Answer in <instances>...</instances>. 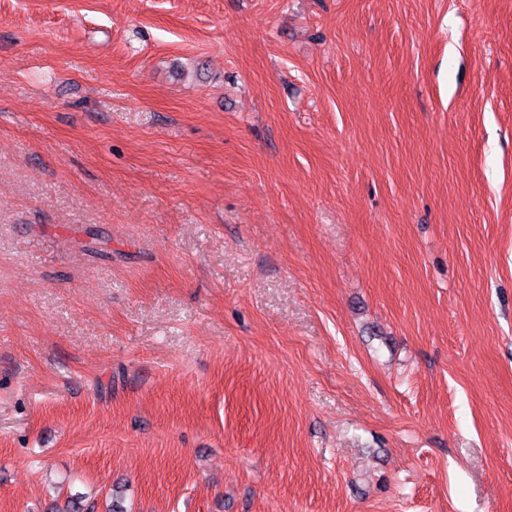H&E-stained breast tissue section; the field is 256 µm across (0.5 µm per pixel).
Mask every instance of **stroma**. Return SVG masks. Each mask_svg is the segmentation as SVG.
Returning <instances> with one entry per match:
<instances>
[{"label": "stroma", "instance_id": "stroma-1", "mask_svg": "<svg viewBox=\"0 0 512 512\" xmlns=\"http://www.w3.org/2000/svg\"><path fill=\"white\" fill-rule=\"evenodd\" d=\"M512 512V0H0V512Z\"/></svg>", "mask_w": 512, "mask_h": 512}]
</instances>
